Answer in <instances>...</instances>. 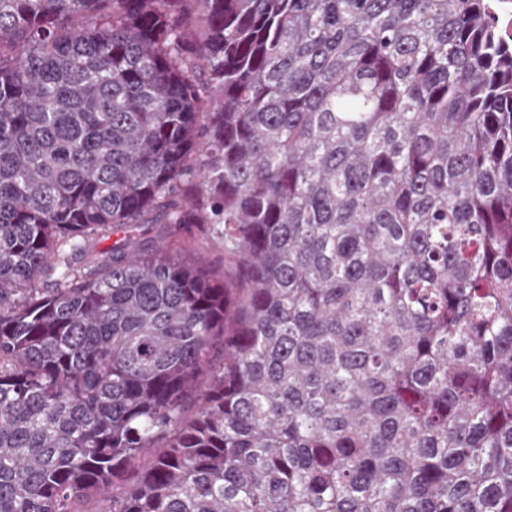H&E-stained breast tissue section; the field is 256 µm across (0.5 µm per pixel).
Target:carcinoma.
Returning a JSON list of instances; mask_svg holds the SVG:
<instances>
[{
  "instance_id": "carcinoma-1",
  "label": "carcinoma",
  "mask_w": 512,
  "mask_h": 512,
  "mask_svg": "<svg viewBox=\"0 0 512 512\" xmlns=\"http://www.w3.org/2000/svg\"><path fill=\"white\" fill-rule=\"evenodd\" d=\"M503 6L0 0V512H512ZM146 229L142 243L156 246L165 242L178 247L183 263L196 265L204 260L220 282L235 279L236 267L224 260V239L218 236L214 224H146Z\"/></svg>"
}]
</instances>
